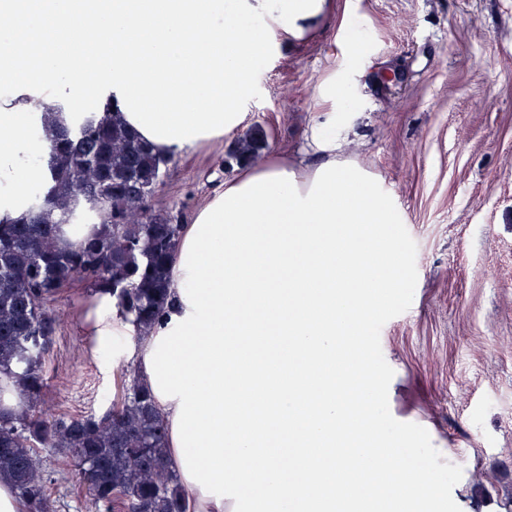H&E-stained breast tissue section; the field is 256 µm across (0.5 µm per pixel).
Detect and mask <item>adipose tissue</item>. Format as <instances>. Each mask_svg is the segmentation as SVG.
<instances>
[{
	"label": "adipose tissue",
	"instance_id": "1",
	"mask_svg": "<svg viewBox=\"0 0 512 512\" xmlns=\"http://www.w3.org/2000/svg\"><path fill=\"white\" fill-rule=\"evenodd\" d=\"M326 0H0V221L25 217L60 120L109 103L164 158L220 142L273 45ZM263 25L255 29L253 18ZM287 161L225 181L185 225L175 300L141 332L111 294L87 315L100 354L135 360L194 512H471L455 480L423 487L366 355L403 279L393 210L370 177Z\"/></svg>",
	"mask_w": 512,
	"mask_h": 512
}]
</instances>
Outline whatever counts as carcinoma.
I'll list each match as a JSON object with an SVG mask.
<instances>
[{
    "label": "carcinoma",
    "mask_w": 512,
    "mask_h": 512,
    "mask_svg": "<svg viewBox=\"0 0 512 512\" xmlns=\"http://www.w3.org/2000/svg\"><path fill=\"white\" fill-rule=\"evenodd\" d=\"M266 145V133L255 126L238 141L233 159L249 163ZM50 151L51 186L35 194L27 216L0 223V376L13 379L29 402L0 415V479L10 480L28 512H50L38 449L64 448L82 467L96 503L117 504L123 512H189L164 462V422L138 372L128 374L123 397L101 415L36 412L59 320L47 307L53 296L84 281L94 292L112 293L143 328L158 321L171 300L168 265L181 225L146 203L157 195L170 159L108 112L61 125ZM81 204L98 227L79 244L64 245L59 225Z\"/></svg>",
    "instance_id": "obj_1"
}]
</instances>
